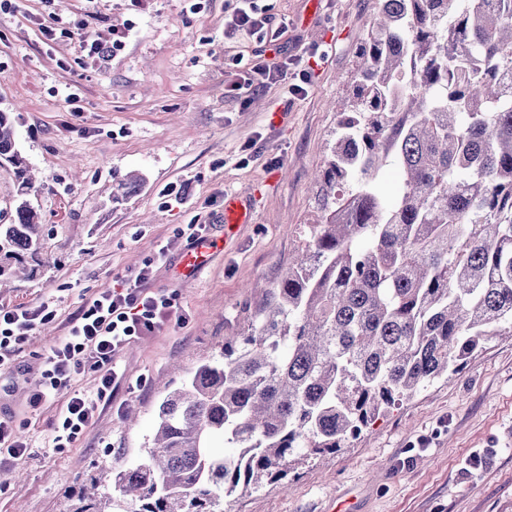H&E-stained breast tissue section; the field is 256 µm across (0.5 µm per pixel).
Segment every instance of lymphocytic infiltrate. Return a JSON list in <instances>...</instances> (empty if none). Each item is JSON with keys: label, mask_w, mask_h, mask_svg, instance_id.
<instances>
[{"label": "lymphocytic infiltrate", "mask_w": 512, "mask_h": 512, "mask_svg": "<svg viewBox=\"0 0 512 512\" xmlns=\"http://www.w3.org/2000/svg\"><path fill=\"white\" fill-rule=\"evenodd\" d=\"M151 267L142 268L134 281L98 293L73 313L59 336L43 355L44 371L31 397L32 405L63 398L64 404L51 425V441L57 450L74 447L85 435L99 410V397L114 390L124 378L117 365L119 354L138 336L159 332L179 319L175 298L166 291L151 290ZM48 304L35 308H0V374L24 371L18 356L33 331L54 321ZM98 373V397L73 390L74 374Z\"/></svg>", "instance_id": "1"}]
</instances>
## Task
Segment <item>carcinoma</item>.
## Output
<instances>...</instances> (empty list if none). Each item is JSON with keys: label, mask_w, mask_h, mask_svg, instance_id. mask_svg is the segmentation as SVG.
<instances>
[{"label": "carcinoma", "mask_w": 512, "mask_h": 512, "mask_svg": "<svg viewBox=\"0 0 512 512\" xmlns=\"http://www.w3.org/2000/svg\"><path fill=\"white\" fill-rule=\"evenodd\" d=\"M387 162L394 200L375 186ZM2 165L18 203L0 277L38 253L41 228L0 111ZM317 183L321 219L254 333L169 392L116 495L86 492L75 512H224L512 333V0H381ZM216 437L236 452L214 453Z\"/></svg>", "instance_id": "carcinoma-1"}]
</instances>
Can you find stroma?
<instances>
[{
	"mask_svg": "<svg viewBox=\"0 0 512 512\" xmlns=\"http://www.w3.org/2000/svg\"><path fill=\"white\" fill-rule=\"evenodd\" d=\"M263 32H226L233 0H18L0 11V110L34 176L41 216L34 276L0 278V306L49 303L19 359L26 381L0 377V413L29 448L6 473L0 512H71L79 491L141 460L167 391L234 336L276 288L319 218L312 177L334 144L337 110L379 0H256ZM125 42L86 59L83 38ZM283 75L239 95L258 63ZM79 96L69 111L64 95ZM136 173V188L112 187ZM184 185L183 201L162 196ZM248 223L224 232V198ZM218 243L194 281L179 280L187 225ZM169 246L166 261L156 262ZM152 263V290L174 293L184 323L135 338L118 363L126 382L75 447L53 448L59 403L32 407L42 355L84 299ZM492 448L489 467L461 476ZM512 512V335L489 338L467 366L393 407L346 448L298 467L288 486L229 498L226 512Z\"/></svg>",
	"mask_w": 512,
	"mask_h": 512,
	"instance_id": "1",
	"label": "stroma"
}]
</instances>
